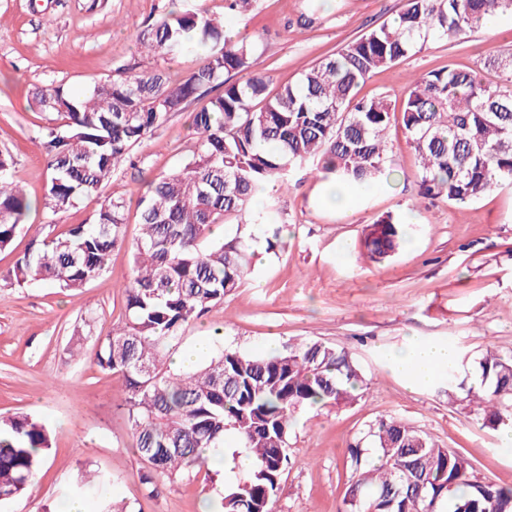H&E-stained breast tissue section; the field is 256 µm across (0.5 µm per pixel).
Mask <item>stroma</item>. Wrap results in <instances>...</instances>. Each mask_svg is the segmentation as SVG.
Here are the masks:
<instances>
[{
	"mask_svg": "<svg viewBox=\"0 0 512 512\" xmlns=\"http://www.w3.org/2000/svg\"><path fill=\"white\" fill-rule=\"evenodd\" d=\"M404 0H253L239 15L224 0H0V151L12 158L10 176L32 208L11 246L0 251V277L11 270L35 235H58L91 222L103 199L123 197L126 236L140 233L138 199L145 183L179 168L193 154L191 115L205 99L170 115L131 151L98 194L76 208L47 216L41 206L48 178L45 134L57 116L30 105L41 88L65 85L82 92L120 70H163L178 79L205 60L201 49L176 59L141 49L137 36L159 14L208 9L224 28L252 47L269 92L296 82L317 62L370 28L392 20ZM512 42V15L496 29L456 40L430 39L399 65L379 70L365 96L403 99L411 75L448 64L493 83L490 55ZM388 161L400 182L374 183L353 195L349 212L325 200V182L304 167L289 176L276 222L282 244L267 252L252 244L250 273L223 304L181 332L180 350L221 329L224 343L246 354H270L295 340L345 347L366 385L351 402L304 408L288 438L291 462L273 512H340L349 476V449L371 447L370 425L398 415L440 446L464 453L479 477L512 485V447L485 428L465 401L475 374L448 402V380L410 387L393 356L415 344L446 343L478 358L486 349L512 351V189L499 188L460 207L423 198L418 161L399 125L386 132ZM403 216L407 243L388 261H371L361 247L365 230L384 214ZM131 253L112 252L108 270L80 291L46 284L0 287V414L28 413L49 428L45 463L17 499L0 512H61L73 488L88 512L101 499L127 512H201L219 501L226 473L201 469L161 478L155 492L143 484L145 463L133 448L122 381L94 363L97 337L125 321ZM107 485H99V474Z\"/></svg>",
	"mask_w": 512,
	"mask_h": 512,
	"instance_id": "35a3bbf8",
	"label": "stroma"
}]
</instances>
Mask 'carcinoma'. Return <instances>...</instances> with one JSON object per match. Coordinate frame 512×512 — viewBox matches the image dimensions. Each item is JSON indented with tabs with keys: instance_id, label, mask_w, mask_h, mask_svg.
I'll list each match as a JSON object with an SVG mask.
<instances>
[{
	"instance_id": "cac0c4a2",
	"label": "carcinoma",
	"mask_w": 512,
	"mask_h": 512,
	"mask_svg": "<svg viewBox=\"0 0 512 512\" xmlns=\"http://www.w3.org/2000/svg\"><path fill=\"white\" fill-rule=\"evenodd\" d=\"M512 13V0H405L403 9L352 40L273 96L254 70L252 49L224 31L206 10H170L138 35L145 51L179 55L207 49L205 61L179 80L163 71L118 72L77 95L59 84L33 96L36 108L64 119L48 132L49 176L43 208L56 215L76 207L112 179L167 116L217 83L223 95L195 112L193 159L146 184L141 233L132 244L133 276L125 286L126 322L98 339L95 364L124 381L134 448L148 465L145 484L207 465L202 449L219 452L236 434V456L252 457L246 477L229 483L219 512H270L289 464L295 413L339 404L365 384L345 348L318 340L286 344L252 356L225 347L193 371L167 364L179 332L224 302L250 272V226L268 223L291 170L309 162L352 192L386 174V130L401 124L418 158L422 194L466 206L499 187H512V49L489 60L498 80L482 82L448 65L414 78L405 97L358 96L376 71L399 64L433 37L458 38L482 27L486 15ZM245 79L229 82L226 75ZM10 156L0 154V250L12 244L30 203L9 180ZM272 187L253 206L254 190ZM126 201L109 198L89 224L61 236L35 237L0 280L7 286L45 282L77 291L108 268L125 242ZM244 222L224 242L213 227L231 216ZM403 241L398 218L369 225L363 247L380 261ZM478 387L469 403L483 426L512 420V353L488 350L476 361ZM373 447L350 449L343 512H512V486L480 478L462 453L443 448L397 416L369 429ZM51 448L37 418L0 417V500L20 497Z\"/></svg>"
}]
</instances>
